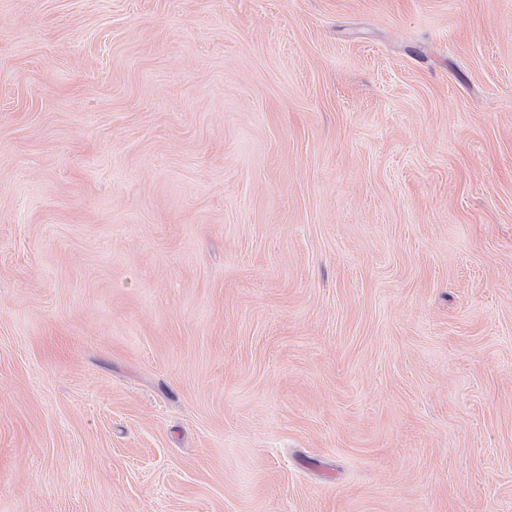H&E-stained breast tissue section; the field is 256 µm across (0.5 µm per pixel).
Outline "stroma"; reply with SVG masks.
I'll list each match as a JSON object with an SVG mask.
<instances>
[{"label": "stroma", "instance_id": "35a3bbf8", "mask_svg": "<svg viewBox=\"0 0 512 512\" xmlns=\"http://www.w3.org/2000/svg\"><path fill=\"white\" fill-rule=\"evenodd\" d=\"M0 512H512V0H0Z\"/></svg>", "mask_w": 512, "mask_h": 512}]
</instances>
